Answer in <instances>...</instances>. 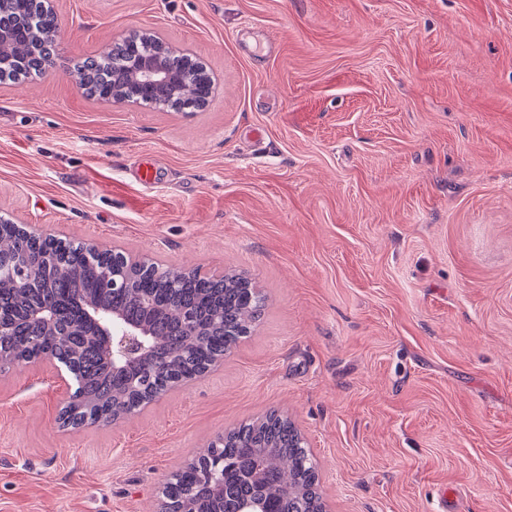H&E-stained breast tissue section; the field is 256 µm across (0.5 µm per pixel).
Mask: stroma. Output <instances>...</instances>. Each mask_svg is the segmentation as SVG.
<instances>
[{
	"instance_id": "1",
	"label": "stroma",
	"mask_w": 512,
	"mask_h": 512,
	"mask_svg": "<svg viewBox=\"0 0 512 512\" xmlns=\"http://www.w3.org/2000/svg\"><path fill=\"white\" fill-rule=\"evenodd\" d=\"M52 77L0 83V216L249 274L217 368L60 426L58 362L0 372V512H159L218 434L274 411L326 512H512V0H53ZM159 32L196 112L108 105L73 65ZM186 64L178 62V67L184 69L186 66L188 70L193 72V75L185 81L180 89L173 95L163 98L155 102H144L146 104L153 105L158 108H166L175 111H186L192 112L194 110L203 108L206 100L204 89L207 84L209 75L203 64L197 60L192 62L186 60Z\"/></svg>"
}]
</instances>
